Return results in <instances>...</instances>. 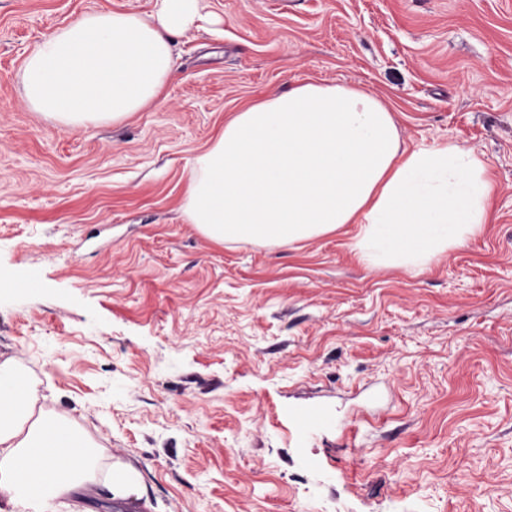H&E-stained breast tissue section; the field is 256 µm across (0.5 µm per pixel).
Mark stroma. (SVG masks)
I'll return each instance as SVG.
<instances>
[{
    "instance_id": "stroma-1",
    "label": "stroma",
    "mask_w": 512,
    "mask_h": 512,
    "mask_svg": "<svg viewBox=\"0 0 512 512\" xmlns=\"http://www.w3.org/2000/svg\"><path fill=\"white\" fill-rule=\"evenodd\" d=\"M154 3L0 0V362L133 484L49 512H512V0H201L214 29L174 36L152 105L64 127L26 103L45 35ZM309 81L479 155L481 232L406 268L351 224L291 247L191 224L195 157Z\"/></svg>"
}]
</instances>
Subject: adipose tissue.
<instances>
[{
  "instance_id": "obj_1",
  "label": "adipose tissue",
  "mask_w": 512,
  "mask_h": 512,
  "mask_svg": "<svg viewBox=\"0 0 512 512\" xmlns=\"http://www.w3.org/2000/svg\"><path fill=\"white\" fill-rule=\"evenodd\" d=\"M202 20L199 0H156L146 17L79 14L27 56L23 96L63 126L119 120L157 99L173 35ZM491 190L474 152L404 148L372 92L310 81L225 122L194 160L187 212L217 242L290 246L353 224L363 259L421 267L481 230ZM33 403L16 365L0 363V496L55 498L97 478L128 491L126 472L66 424L32 419Z\"/></svg>"
}]
</instances>
